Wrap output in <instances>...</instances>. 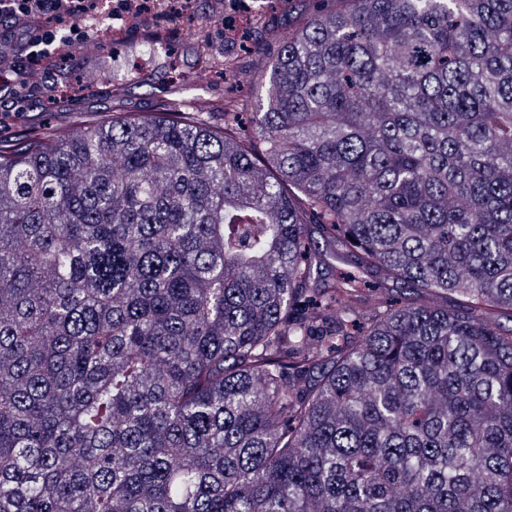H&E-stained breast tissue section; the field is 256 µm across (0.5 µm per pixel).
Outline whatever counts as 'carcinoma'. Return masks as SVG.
<instances>
[{"instance_id": "obj_1", "label": "carcinoma", "mask_w": 512, "mask_h": 512, "mask_svg": "<svg viewBox=\"0 0 512 512\" xmlns=\"http://www.w3.org/2000/svg\"><path fill=\"white\" fill-rule=\"evenodd\" d=\"M337 2L246 134L0 143V512H512V0Z\"/></svg>"}]
</instances>
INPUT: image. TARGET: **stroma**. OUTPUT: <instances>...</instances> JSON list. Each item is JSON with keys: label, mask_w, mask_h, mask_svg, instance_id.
I'll list each match as a JSON object with an SVG mask.
<instances>
[{"label": "stroma", "mask_w": 512, "mask_h": 512, "mask_svg": "<svg viewBox=\"0 0 512 512\" xmlns=\"http://www.w3.org/2000/svg\"><path fill=\"white\" fill-rule=\"evenodd\" d=\"M315 7L314 0H224L223 22L209 25L203 17L211 11V0H196L199 18L193 26L160 14L164 42L151 56L139 52L145 31L105 15L95 17L88 39L97 49L83 53V67L75 73L91 85V92L67 88L58 106L45 108L37 92L16 90L15 101L26 111L21 120L0 128V137L19 139L46 125L68 131L86 123H105L118 115L169 112L177 106L189 111L199 98L208 104L209 123L223 128L221 101L234 96L245 112L254 111L266 96L283 34L298 29ZM258 20L266 26L263 50L259 56L245 58L242 75L224 81L202 69L201 53L240 54L241 37L255 34ZM116 84L124 88L117 98L112 95Z\"/></svg>", "instance_id": "35a3bbf8"}]
</instances>
